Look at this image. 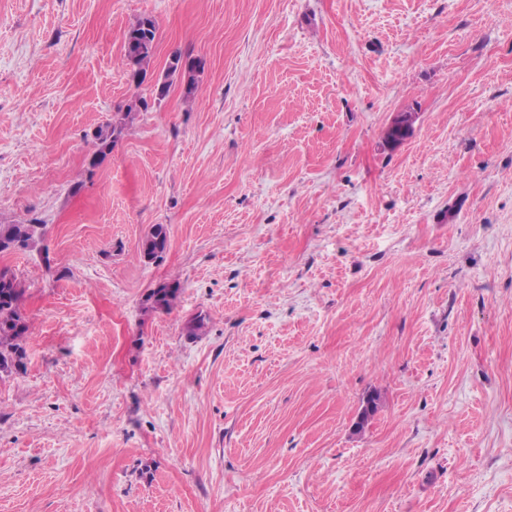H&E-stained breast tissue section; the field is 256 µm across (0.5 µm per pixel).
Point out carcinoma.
I'll list each match as a JSON object with an SVG mask.
<instances>
[{"instance_id": "cac0c4a2", "label": "carcinoma", "mask_w": 512, "mask_h": 512, "mask_svg": "<svg viewBox=\"0 0 512 512\" xmlns=\"http://www.w3.org/2000/svg\"><path fill=\"white\" fill-rule=\"evenodd\" d=\"M157 21L149 16L140 18L124 34V42L137 49L146 37L157 38ZM136 110L130 106L117 111L112 118L94 129L95 151L89 161L92 168L98 167L117 146L124 132L135 120ZM45 235V225L33 220L29 223L0 224V245L8 242L15 248H34ZM169 246V228L165 224L153 225L143 239L140 255L146 259L156 249ZM179 285L162 284L146 297L147 309L156 311L170 308L177 298ZM24 288L15 275L0 274V377L25 369L26 352L23 346L28 332L26 317L21 309Z\"/></svg>"}]
</instances>
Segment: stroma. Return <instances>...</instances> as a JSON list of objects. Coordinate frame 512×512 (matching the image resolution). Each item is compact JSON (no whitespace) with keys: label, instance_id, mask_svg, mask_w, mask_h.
Listing matches in <instances>:
<instances>
[{"label":"stroma","instance_id":"1","mask_svg":"<svg viewBox=\"0 0 512 512\" xmlns=\"http://www.w3.org/2000/svg\"><path fill=\"white\" fill-rule=\"evenodd\" d=\"M177 49L199 89L156 98ZM32 218L0 512H512V0H0V224ZM143 22H146L148 24L149 28L147 30L140 28V26L143 24ZM157 32H158L157 21L152 17L145 16V17L140 18L134 25H132L130 28H128V30L124 34L125 44H124L123 57H124L125 65L127 68V72H128V70H130V76H131L132 80L137 84L142 83V81H139L137 79V72L131 66V62H130L131 55L127 51V45L129 43H131L132 51H134L135 49H137L139 47L140 41L142 39H145L147 36L150 37L151 41L155 40L157 38ZM136 112L131 106L117 111L112 118L103 122L94 129L93 143L95 151L89 161L90 168L98 167L117 146L124 132L132 125L135 120ZM417 116L414 112H399L395 114L388 127L400 126L402 128L414 129ZM395 127L385 132V143L390 145L391 149L406 141L413 132L408 133L406 129ZM169 228L165 224L153 225L149 234L143 239L140 248V255L145 260L156 249L167 250L169 246ZM147 258V259H146ZM179 292V285L177 284H162L158 288H154L146 297V308L148 310L156 311L169 309L177 298Z\"/></svg>","mask_w":512,"mask_h":512}]
</instances>
